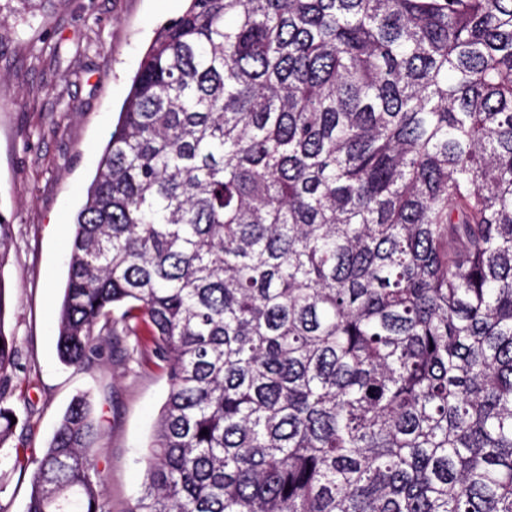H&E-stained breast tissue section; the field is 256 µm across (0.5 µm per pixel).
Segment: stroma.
<instances>
[{
  "mask_svg": "<svg viewBox=\"0 0 512 512\" xmlns=\"http://www.w3.org/2000/svg\"><path fill=\"white\" fill-rule=\"evenodd\" d=\"M185 0H56L41 22L0 26V214L11 223L0 266V330L14 338L6 404L18 426L0 471V512H25L30 461L74 397L87 395L107 512H127L140 490L139 458L167 390L149 338L118 336L112 351L76 368L57 354V309L67 277L72 216L91 182L131 79L157 28ZM61 43L60 60L32 43Z\"/></svg>",
  "mask_w": 512,
  "mask_h": 512,
  "instance_id": "35a3bbf8",
  "label": "stroma"
}]
</instances>
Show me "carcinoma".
<instances>
[{
    "label": "carcinoma",
    "instance_id": "cac0c4a2",
    "mask_svg": "<svg viewBox=\"0 0 512 512\" xmlns=\"http://www.w3.org/2000/svg\"><path fill=\"white\" fill-rule=\"evenodd\" d=\"M186 2L58 312L68 366L140 328L162 362L128 512H512V0ZM98 437L81 395L25 512H106Z\"/></svg>",
    "mask_w": 512,
    "mask_h": 512
}]
</instances>
